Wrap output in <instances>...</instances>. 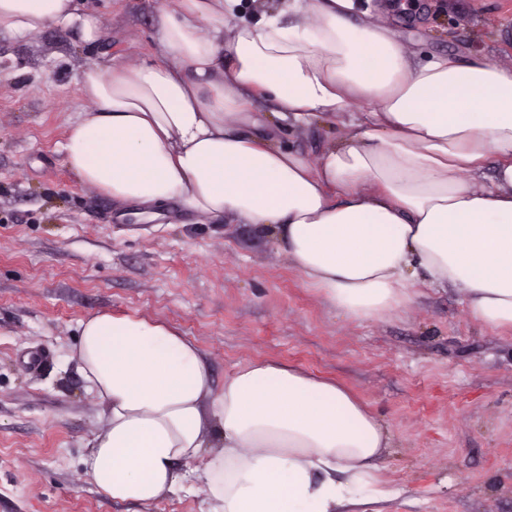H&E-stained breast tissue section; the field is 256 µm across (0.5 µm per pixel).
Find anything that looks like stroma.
I'll list each match as a JSON object with an SVG mask.
<instances>
[{"instance_id":"obj_1","label":"stroma","mask_w":512,"mask_h":512,"mask_svg":"<svg viewBox=\"0 0 512 512\" xmlns=\"http://www.w3.org/2000/svg\"><path fill=\"white\" fill-rule=\"evenodd\" d=\"M165 0H84L94 42L54 26L0 33V512H205L188 479L151 503L90 483L104 406L75 357L79 323L104 313L166 322L206 355L216 387L246 361L343 382L391 428L382 512H512V332L472 319L450 289H420L397 315H337L275 235L206 219L179 202L135 217L81 182L62 145L86 103L91 63L146 61ZM376 14L426 59L512 60V0H410ZM341 121L282 126V146L316 158Z\"/></svg>"}]
</instances>
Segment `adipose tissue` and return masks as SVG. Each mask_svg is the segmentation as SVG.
<instances>
[{
	"label": "adipose tissue",
	"mask_w": 512,
	"mask_h": 512,
	"mask_svg": "<svg viewBox=\"0 0 512 512\" xmlns=\"http://www.w3.org/2000/svg\"><path fill=\"white\" fill-rule=\"evenodd\" d=\"M241 0L161 6L151 61L86 66L88 104L64 153L112 200H175L273 231L303 279L342 316L380 320L417 285L448 288L470 316L512 329V65L418 60L362 0H288L237 21ZM93 40L76 0H0V32L47 26ZM351 133L317 159L282 147L257 110ZM488 182H481L485 166ZM76 357L103 402L85 461L116 502L181 487L203 461L207 512H365L390 499L379 461L393 434L347 386L252 360L215 389L204 354L167 323L82 320Z\"/></svg>",
	"instance_id": "ef3b65f1"
}]
</instances>
